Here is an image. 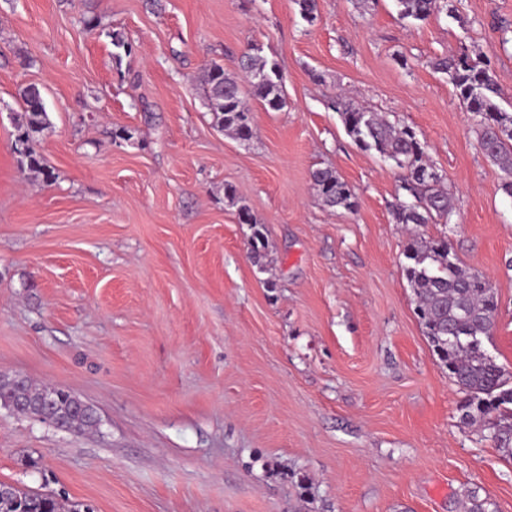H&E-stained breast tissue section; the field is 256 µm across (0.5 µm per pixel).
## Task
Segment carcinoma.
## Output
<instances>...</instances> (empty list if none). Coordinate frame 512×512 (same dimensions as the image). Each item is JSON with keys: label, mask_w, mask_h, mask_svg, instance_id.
Here are the masks:
<instances>
[{"label": "carcinoma", "mask_w": 512, "mask_h": 512, "mask_svg": "<svg viewBox=\"0 0 512 512\" xmlns=\"http://www.w3.org/2000/svg\"><path fill=\"white\" fill-rule=\"evenodd\" d=\"M404 18L425 20L440 11L441 0H397ZM433 68L448 75L455 95L468 112L479 118V146L506 174L502 192L512 198V113L502 110L495 98L500 95L490 63L463 52L435 59ZM244 76L224 71L214 63L204 74V92L215 125L239 140L253 136L251 96L268 111L286 105L283 76L276 63L259 52L245 53L239 63ZM262 80L254 79L255 75ZM224 90V100L217 99ZM22 113L17 122L16 142L21 145L20 164L43 175L48 182L54 174L31 143L50 126L40 90L28 86L21 93ZM344 128L363 150H375L400 170L399 189L407 199L398 201L393 215L398 224H438L452 211L448 189L442 176L430 164L425 143L409 127H398L381 113L350 103L339 109ZM314 189L324 205L352 211L358 202L348 183L331 167L311 173ZM239 220L251 226L249 249L257 260L265 257L268 238L249 209L238 210ZM448 241L443 238H408L403 255L404 274L416 302V315L429 346L448 378L464 397L459 405L461 419L488 434L500 456L512 460V371L499 364L485 349L459 342L460 336L493 335L498 301L492 283L478 270L458 258L448 262ZM44 389L27 378L14 386L0 387V398H23L26 418L38 419L60 429L83 433L98 423L90 406L79 408V397L58 388L50 407L41 404ZM0 512H78L51 494L35 493L0 483ZM464 512H496L494 502L482 497L478 489L467 491Z\"/></svg>", "instance_id": "1"}]
</instances>
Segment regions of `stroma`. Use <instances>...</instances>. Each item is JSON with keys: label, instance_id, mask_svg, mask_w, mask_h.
I'll use <instances>...</instances> for the list:
<instances>
[{"label": "stroma", "instance_id": "35a3bbf8", "mask_svg": "<svg viewBox=\"0 0 512 512\" xmlns=\"http://www.w3.org/2000/svg\"><path fill=\"white\" fill-rule=\"evenodd\" d=\"M451 3L419 21L397 0H317L310 24L295 0H0V375L100 418L75 434L1 408L0 483L87 512H460L469 488L512 512V463L461 423L414 313L397 170L336 108L428 143L454 209L420 232L488 276L487 350L512 370V198L432 67L490 60L512 112V0ZM253 46L287 103H252L241 141L214 126L203 75ZM30 85L49 183L15 146ZM327 166L356 210L322 203L310 173ZM228 185L267 231L262 262Z\"/></svg>", "mask_w": 512, "mask_h": 512}]
</instances>
